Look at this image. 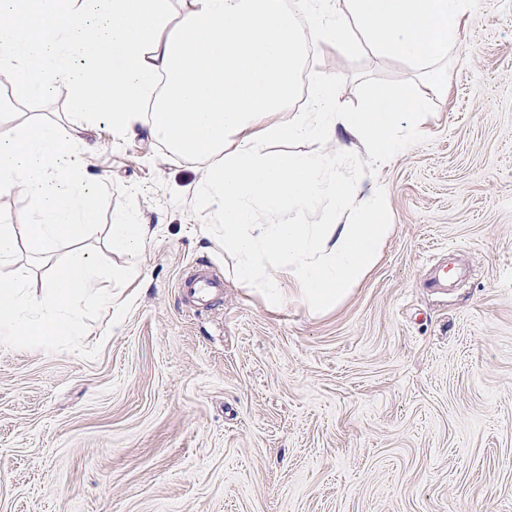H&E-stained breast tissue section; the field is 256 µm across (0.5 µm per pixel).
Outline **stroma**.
Returning <instances> with one entry per match:
<instances>
[{"instance_id":"1","label":"stroma","mask_w":512,"mask_h":512,"mask_svg":"<svg viewBox=\"0 0 512 512\" xmlns=\"http://www.w3.org/2000/svg\"><path fill=\"white\" fill-rule=\"evenodd\" d=\"M447 97L410 149L377 171L393 229L337 306L295 291L269 305L234 275L224 232L193 189L210 162L140 128H78L106 177L96 224L52 259L17 257L41 295L56 263L93 253L108 306L81 346H0V512H512V0H481L448 51ZM339 108L368 85L407 86L395 57L315 45ZM0 103L65 118L62 99ZM328 181L374 169L337 132ZM147 225L137 258L114 219ZM458 275L428 284L439 264ZM201 269L224 283L184 301Z\"/></svg>"}]
</instances>
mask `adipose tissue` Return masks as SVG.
I'll use <instances>...</instances> for the list:
<instances>
[{
	"label": "adipose tissue",
	"mask_w": 512,
	"mask_h": 512,
	"mask_svg": "<svg viewBox=\"0 0 512 512\" xmlns=\"http://www.w3.org/2000/svg\"><path fill=\"white\" fill-rule=\"evenodd\" d=\"M473 0H0V73L25 95L65 97L67 122L0 109V193L26 192L27 223L0 225V344L45 348L85 335L83 304L108 303L97 262L76 254L58 266L42 295L29 294L31 271L16 265L18 245L41 258L78 239L97 221L104 178H87V151L76 125L106 120L126 134L147 128L186 158L214 162L195 189L199 206L224 230L238 277L262 283L280 304L278 266L312 310L334 307L379 257L392 230L382 187L348 223L332 220L369 182L323 185L322 150L268 156L271 140H313L344 130L363 140L375 164L404 151L426 122L410 90L373 84L357 112L340 111L332 82L310 89L309 109L290 116L306 54L296 30L306 19L313 40L344 53L371 49L405 60L444 92V63ZM280 210L321 206L326 220L258 224L253 202Z\"/></svg>",
	"instance_id": "adipose-tissue-1"
}]
</instances>
